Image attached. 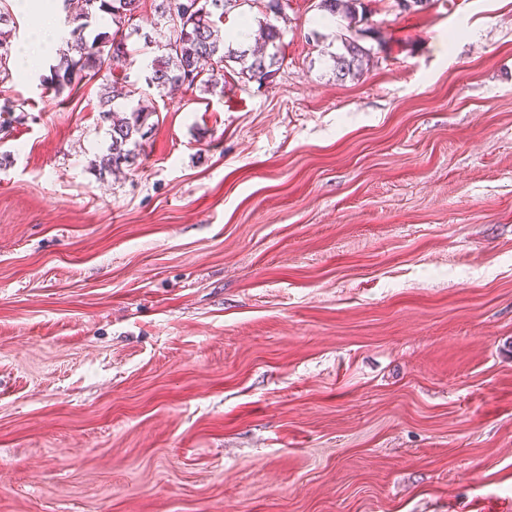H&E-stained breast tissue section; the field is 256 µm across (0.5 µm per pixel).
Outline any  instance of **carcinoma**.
Instances as JSON below:
<instances>
[{
    "instance_id": "carcinoma-1",
    "label": "carcinoma",
    "mask_w": 512,
    "mask_h": 512,
    "mask_svg": "<svg viewBox=\"0 0 512 512\" xmlns=\"http://www.w3.org/2000/svg\"><path fill=\"white\" fill-rule=\"evenodd\" d=\"M161 15L168 23L166 54L156 58L150 65L146 83L158 89L183 85L202 87L208 91L216 88L225 79L229 63L240 65L236 71L242 81L263 83L275 74L277 52L284 30L272 19L282 11L281 0H267L266 17L258 21L255 40L273 52L232 48L226 46L218 23L224 13L238 5L239 0H161ZM361 0H320L319 7L331 16H340L353 24L366 22L365 14L359 12ZM141 6V0H84L82 13L69 17L70 27L67 49L57 63L50 65V76L44 83L52 86L55 93L73 87L75 81L93 79L100 72L105 60H119L131 56L128 41L138 32L129 28L133 17ZM102 12L110 17L112 30L98 31L92 38L85 37L88 18ZM372 27L355 29V33L341 39V47L331 55L332 72L338 81L361 76L363 65L369 61L371 49L363 45L362 34ZM135 90L126 82L116 78L101 84L100 111L112 118L111 145L97 160L98 170L110 173L131 163L137 156L139 139L149 114L139 106L131 107L127 101Z\"/></svg>"
}]
</instances>
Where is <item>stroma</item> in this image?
I'll list each match as a JSON object with an SVG mask.
<instances>
[{
	"instance_id": "obj_1",
	"label": "stroma",
	"mask_w": 512,
	"mask_h": 512,
	"mask_svg": "<svg viewBox=\"0 0 512 512\" xmlns=\"http://www.w3.org/2000/svg\"><path fill=\"white\" fill-rule=\"evenodd\" d=\"M283 0L269 82L0 83V512H512V0ZM156 107L133 164L102 80ZM361 0H320L319 7L331 16H340L349 20V22L358 26V23L364 24L367 21ZM361 13L359 14V9ZM372 27L355 29V33L341 38V47L336 53H332V72L337 81H345L347 78L355 79L363 72L364 63L369 61L371 48L365 47L362 42L366 39L359 36L361 33L370 32Z\"/></svg>"
}]
</instances>
